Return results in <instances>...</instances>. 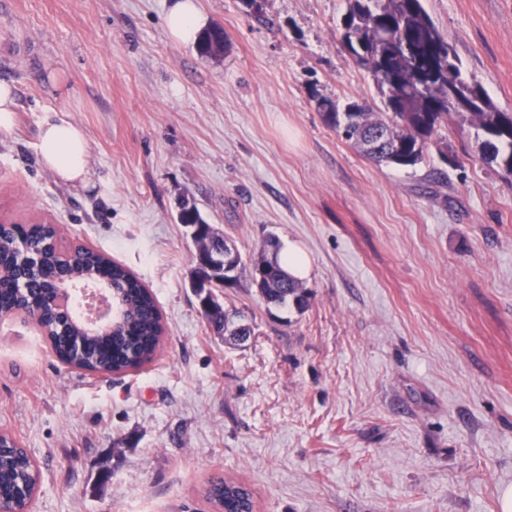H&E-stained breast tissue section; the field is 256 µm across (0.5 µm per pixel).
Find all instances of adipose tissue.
<instances>
[{"label": "adipose tissue", "mask_w": 512, "mask_h": 512, "mask_svg": "<svg viewBox=\"0 0 512 512\" xmlns=\"http://www.w3.org/2000/svg\"><path fill=\"white\" fill-rule=\"evenodd\" d=\"M208 25V17L198 8L195 0H175L171 6L167 29L170 39L179 44L196 42L199 33ZM40 155L43 164L62 180L86 182L90 175L88 143L83 130L47 112L40 125Z\"/></svg>", "instance_id": "obj_1"}]
</instances>
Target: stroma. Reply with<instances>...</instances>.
<instances>
[{"label": "stroma", "instance_id": "35a3bbf8", "mask_svg": "<svg viewBox=\"0 0 512 512\" xmlns=\"http://www.w3.org/2000/svg\"><path fill=\"white\" fill-rule=\"evenodd\" d=\"M172 0H0V221L59 225L154 294V362L118 375L60 363L24 317L0 319V433L40 470L32 512H215L220 473L255 512H501L512 487V175L469 127L422 163L373 162L315 96L384 111L341 43L345 0H199L220 57L169 39ZM462 76L512 113V0H423ZM67 81L57 92L51 74ZM83 127L82 185L46 169L45 112ZM240 252L309 257L305 307L249 278L221 303L253 328L225 342L191 287L184 200ZM227 38L224 29L220 25L208 28L201 33L197 42V48L202 56H218L227 48ZM16 96L10 82H0V134H8L15 123Z\"/></svg>", "mask_w": 512, "mask_h": 512}]
</instances>
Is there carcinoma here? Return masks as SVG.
Masks as SVG:
<instances>
[{"label": "carcinoma", "mask_w": 512, "mask_h": 512, "mask_svg": "<svg viewBox=\"0 0 512 512\" xmlns=\"http://www.w3.org/2000/svg\"><path fill=\"white\" fill-rule=\"evenodd\" d=\"M341 38L354 60L374 76L387 111L374 112L356 101L342 106L326 97L313 99L324 121L357 151L378 163L414 166L438 125L466 124L476 130L481 161L512 175V113L497 109L479 85L462 78L457 61H448L451 47L422 0H347ZM227 44L224 28L216 25L201 33L197 48L213 57ZM375 129L387 133L379 146L371 140ZM178 220L215 233L188 201L182 202ZM57 237L56 225L47 222L0 224V317L37 313V326L57 358L84 372L119 374L152 363L164 336L153 293L128 268L92 246L76 244L61 255ZM237 264L234 280L249 276L267 305L305 304V287L277 260L262 254L249 265L241 258ZM67 282L106 283L115 289L121 322L112 334L92 333L50 308L48 298ZM222 287L219 270L202 271L196 285L204 294L208 323L236 342L251 330L213 299L212 289ZM36 473L26 454L1 452L0 497L26 507L38 487ZM203 497L223 512H254L252 491L234 479H209Z\"/></svg>", "instance_id": "1"}]
</instances>
